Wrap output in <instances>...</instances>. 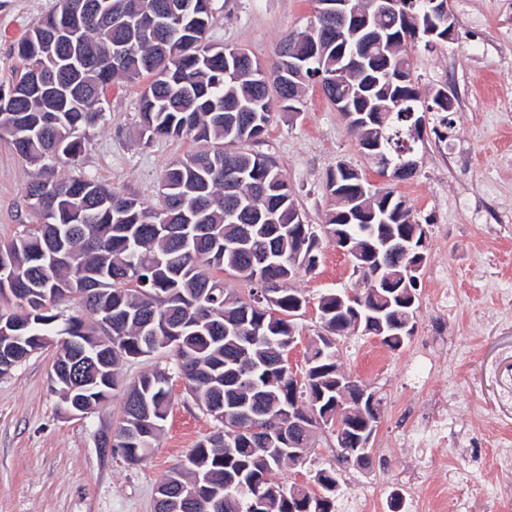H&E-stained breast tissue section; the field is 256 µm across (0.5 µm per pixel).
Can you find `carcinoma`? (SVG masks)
Returning a JSON list of instances; mask_svg holds the SVG:
<instances>
[{"label":"carcinoma","instance_id":"carcinoma-1","mask_svg":"<svg viewBox=\"0 0 512 512\" xmlns=\"http://www.w3.org/2000/svg\"><path fill=\"white\" fill-rule=\"evenodd\" d=\"M172 0H61L59 10L36 21L14 45L24 72L0 87V136L39 166L26 187L29 207L39 216L33 228L0 244V269L15 274L0 284V297L15 309L0 310V359L10 350L22 362L33 352L56 348L52 388L60 392L77 376L85 391L76 394L91 408L122 388V415L112 448L132 463L148 458L164 428L171 405L172 373L155 364L127 385L118 382L124 360L164 355L174 362L190 398L218 429L187 455L188 465L158 484L153 512H169L166 500L181 485L197 497L180 503L179 512H250L261 496V512H336V469L321 468L314 491L304 485L285 491L272 476L291 460L290 448L312 447L314 425L304 412L336 424L338 393L346 380L336 361V329H370L392 350L408 337L402 326L415 319L418 305L407 306L416 291L412 280L390 292L392 302L367 296L361 318L339 310L337 295L321 297L318 308L326 335L309 353L306 383L298 388L282 358L295 333L294 309L307 298L292 282L299 273L294 256L315 243L293 190L275 160L247 145L268 125L272 99L284 111H299V89L288 88V66L276 61L270 84L254 76L260 62L239 49L206 42L212 24L210 0L169 25ZM430 0H398L399 15L371 23L393 40L387 50L365 35L348 42L318 34L297 35L295 52L312 57L313 69L333 73L343 55L359 47L365 70L337 87L347 112L363 113L360 144L382 167L415 159L410 140L424 113H434L438 140L453 131L448 95L436 91L425 103L409 72L404 37L425 44L448 41ZM86 13L81 28L56 36L66 15ZM122 43L126 56L113 61L109 48ZM43 68L58 88L54 97L25 87L29 69ZM148 78L140 98L141 137H192L202 149L174 161L160 180V203L146 206L111 190L89 175L44 178L61 163H74L85 146L86 129L103 119L101 101L116 80ZM326 190L336 207L322 231H340L361 244L353 269L362 281L378 264L405 268L414 253L370 255L372 237L414 238L425 225L392 192H369L362 174L345 162L329 173ZM228 272L248 285L236 293L214 272ZM279 287L270 289L269 282ZM274 291V299L266 297ZM73 298L78 308L65 315L60 302ZM110 317L107 325L102 324ZM355 404L340 449L358 448L364 418L374 411ZM298 406L294 419L288 408ZM267 424L252 432L253 421ZM224 489V501L209 503L210 492Z\"/></svg>","mask_w":512,"mask_h":512}]
</instances>
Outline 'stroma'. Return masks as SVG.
Here are the masks:
<instances>
[{
    "mask_svg": "<svg viewBox=\"0 0 512 512\" xmlns=\"http://www.w3.org/2000/svg\"><path fill=\"white\" fill-rule=\"evenodd\" d=\"M57 3L0 0V84L21 65L15 42ZM211 7L210 42L247 49L268 65L283 39L307 27L316 3L212 0ZM448 7L455 23L448 41L416 43L409 56L422 95L441 90L454 100V130L439 142L434 116L426 114L412 178H383L315 83L305 87L300 111L273 107L252 145L275 159L309 224H323L333 208L325 184L341 161L429 224L412 338L396 351L357 333L339 345L342 370L383 399L370 469L341 463L332 431L322 428L306 463L284 465L274 476L305 485L315 469H338L337 512H361L372 492L383 508L395 495L439 487L448 490L446 512H494L495 502H512V467L497 461L512 448V0H448ZM140 91L120 80L108 89L105 121L88 130L78 164L58 166L56 176L87 174L156 203L166 165L197 144L141 140ZM34 172L10 138H1L2 243L39 221L25 198ZM318 249L316 269L293 282L308 300L288 355L300 372L311 341L324 333L320 297L357 286L349 255L325 235ZM55 354L42 350L0 375V512H153L157 484L214 432L215 421L172 378V406L155 448L146 461L129 463L112 449L121 394L88 415H65L51 390Z\"/></svg>",
    "mask_w": 512,
    "mask_h": 512,
    "instance_id": "stroma-1",
    "label": "stroma"
}]
</instances>
